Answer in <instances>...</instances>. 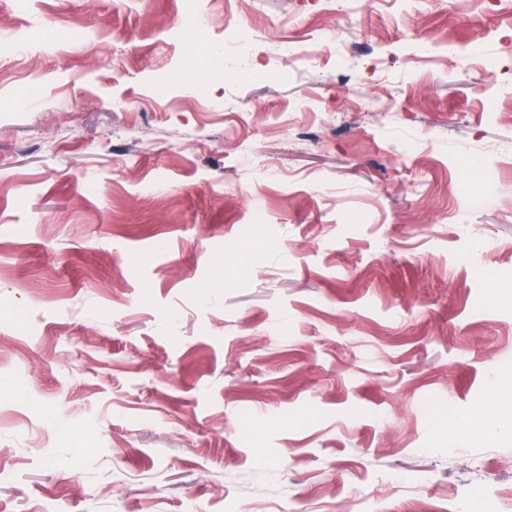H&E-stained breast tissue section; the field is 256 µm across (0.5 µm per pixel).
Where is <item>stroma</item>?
I'll use <instances>...</instances> for the list:
<instances>
[{
    "mask_svg": "<svg viewBox=\"0 0 512 512\" xmlns=\"http://www.w3.org/2000/svg\"><path fill=\"white\" fill-rule=\"evenodd\" d=\"M491 500L512 0H0V512Z\"/></svg>",
    "mask_w": 512,
    "mask_h": 512,
    "instance_id": "obj_1",
    "label": "stroma"
}]
</instances>
